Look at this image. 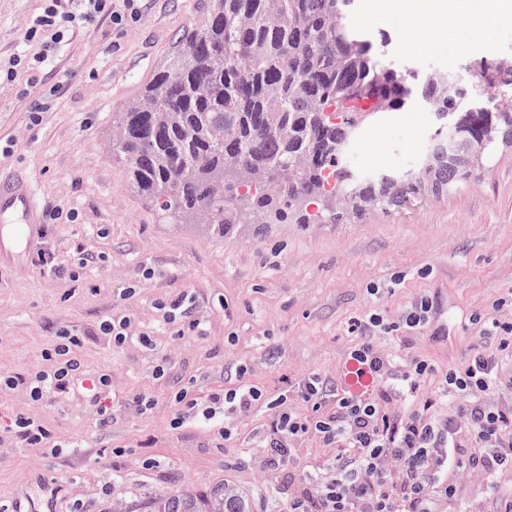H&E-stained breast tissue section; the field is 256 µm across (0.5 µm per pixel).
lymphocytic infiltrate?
Instances as JSON below:
<instances>
[{
	"label": "lymphocytic infiltrate",
	"mask_w": 512,
	"mask_h": 512,
	"mask_svg": "<svg viewBox=\"0 0 512 512\" xmlns=\"http://www.w3.org/2000/svg\"><path fill=\"white\" fill-rule=\"evenodd\" d=\"M21 31L24 55L0 59V83L35 76L79 23L109 17L115 32L136 16V0H44ZM345 354L363 391L335 386L317 373L269 398L250 381L178 393L171 429L194 421L213 441L231 438L237 425L265 411L259 436L266 468L283 474L298 448L332 449L325 464L288 477V512H460L465 487L476 488L478 512H512V310L495 304L478 330L468 361L438 371L429 359L382 347L383 319H359ZM86 336L63 332L41 354L35 382L0 374V394L24 391L34 402L65 400L85 391L92 403L112 392V376H87L78 352ZM21 441L35 449L59 442L38 419L16 414L0 446Z\"/></svg>",
	"instance_id": "obj_1"
}]
</instances>
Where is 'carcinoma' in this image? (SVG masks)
I'll use <instances>...</instances> for the list:
<instances>
[{"mask_svg":"<svg viewBox=\"0 0 512 512\" xmlns=\"http://www.w3.org/2000/svg\"><path fill=\"white\" fill-rule=\"evenodd\" d=\"M355 0H203L173 57L112 121V155L137 193L176 224H326L393 205L417 183L451 191L512 143V69L499 103L471 92L480 70L438 78L386 62L351 24ZM418 105L438 125L419 169L361 174L353 139L385 112ZM152 512H253L220 486L181 488Z\"/></svg>","mask_w":512,"mask_h":512,"instance_id":"carcinoma-1","label":"carcinoma"}]
</instances>
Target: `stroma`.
<instances>
[{"mask_svg": "<svg viewBox=\"0 0 512 512\" xmlns=\"http://www.w3.org/2000/svg\"><path fill=\"white\" fill-rule=\"evenodd\" d=\"M367 0L352 18L390 38L388 58L417 71L465 70L512 56V23L492 24L472 39L465 20L426 23L430 43L410 41L412 22L401 0L366 19ZM42 0H0V56L24 51L20 33ZM201 18V0H141L138 19L123 35L108 18L74 29L37 85H0V167H25L48 219L22 265H0V372L25 377L42 364L41 351L65 330L91 331L119 311L132 319L133 341L121 347L92 338L82 354L91 374L112 376L111 426L99 427L82 396L30 402L0 398V423L24 409L63 439L82 435L97 457L66 448L43 455L14 443L0 447V505L15 504L34 470L62 486L60 508L72 512H149L160 494L191 488L203 495L219 484L248 493L254 512H288V488L261 477V449L253 436L267 418L241 423L217 448L195 428L170 429L168 399L180 390L202 393L237 375L271 393L317 372L337 378L357 319L380 314L390 327L387 347L423 355L439 367L466 362L474 347L473 319L489 304L512 303V145L498 146L490 168L442 196L418 186L395 205L342 224L236 225L223 235L207 224H172L134 191L112 156V116L132 103L171 54L184 28ZM65 81V89L50 88ZM48 98L31 123L29 108ZM437 126L419 110L380 116L352 142L348 158L360 170L417 166ZM54 253V277L37 262ZM88 264H79V255ZM124 288L135 294L124 302ZM196 297L203 337L178 336L157 308L168 294ZM433 298L447 331L410 332L400 317L414 297ZM149 334L153 346L137 337ZM155 397L150 414L133 417L124 401ZM159 460L145 470L143 458Z\"/></svg>", "mask_w": 512, "mask_h": 512, "instance_id": "stroma-1", "label": "stroma"}]
</instances>
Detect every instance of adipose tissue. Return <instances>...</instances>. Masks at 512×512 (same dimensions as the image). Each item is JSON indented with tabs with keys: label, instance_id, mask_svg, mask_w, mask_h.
Here are the masks:
<instances>
[{
	"label": "adipose tissue",
	"instance_id": "adipose-tissue-1",
	"mask_svg": "<svg viewBox=\"0 0 512 512\" xmlns=\"http://www.w3.org/2000/svg\"><path fill=\"white\" fill-rule=\"evenodd\" d=\"M406 13L411 17H431L452 20L466 16L470 37L479 38L485 33L487 17L512 19V0H480L476 9H467L464 0H405Z\"/></svg>",
	"mask_w": 512,
	"mask_h": 512
}]
</instances>
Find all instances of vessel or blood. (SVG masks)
<instances>
[{"instance_id": "1", "label": "vessel or blood", "mask_w": 512, "mask_h": 512, "mask_svg": "<svg viewBox=\"0 0 512 512\" xmlns=\"http://www.w3.org/2000/svg\"><path fill=\"white\" fill-rule=\"evenodd\" d=\"M0 222L7 224V233H0V262L13 260L15 246L33 244L45 222L29 175L22 170H0ZM56 488L41 485L38 494L30 499L29 512H58Z\"/></svg>"}]
</instances>
